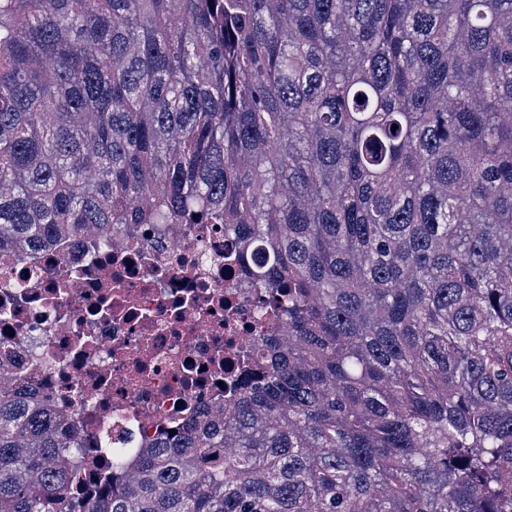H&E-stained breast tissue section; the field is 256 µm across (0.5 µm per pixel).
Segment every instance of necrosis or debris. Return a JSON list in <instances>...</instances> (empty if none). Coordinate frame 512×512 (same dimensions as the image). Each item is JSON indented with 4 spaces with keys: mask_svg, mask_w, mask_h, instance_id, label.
Here are the masks:
<instances>
[{
    "mask_svg": "<svg viewBox=\"0 0 512 512\" xmlns=\"http://www.w3.org/2000/svg\"><path fill=\"white\" fill-rule=\"evenodd\" d=\"M220 224H136L109 251L59 241L0 255V340L85 450L74 492L110 471L100 446L155 450L226 403L276 320Z\"/></svg>",
    "mask_w": 512,
    "mask_h": 512,
    "instance_id": "necrosis-or-debris-1",
    "label": "necrosis or debris"
}]
</instances>
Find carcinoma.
Segmentation results:
<instances>
[{
    "mask_svg": "<svg viewBox=\"0 0 512 512\" xmlns=\"http://www.w3.org/2000/svg\"><path fill=\"white\" fill-rule=\"evenodd\" d=\"M114 224L224 225L279 321L79 508L0 386V512H512V0H0V254Z\"/></svg>",
    "mask_w": 512,
    "mask_h": 512,
    "instance_id": "carcinoma-1",
    "label": "carcinoma"
}]
</instances>
